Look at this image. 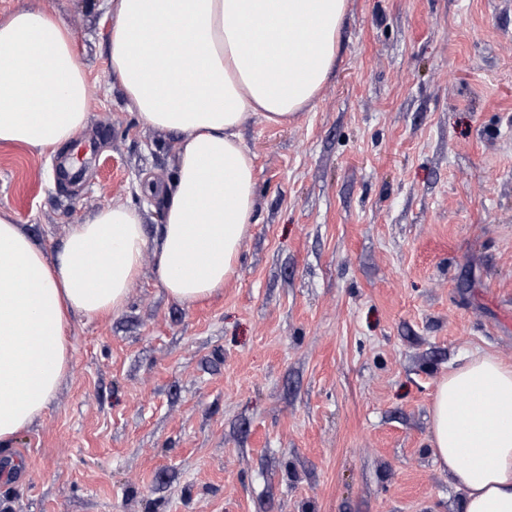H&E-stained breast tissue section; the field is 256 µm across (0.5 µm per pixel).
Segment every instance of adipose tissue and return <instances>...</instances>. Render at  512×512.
<instances>
[{
  "instance_id": "ef3b65f1",
  "label": "adipose tissue",
  "mask_w": 512,
  "mask_h": 512,
  "mask_svg": "<svg viewBox=\"0 0 512 512\" xmlns=\"http://www.w3.org/2000/svg\"><path fill=\"white\" fill-rule=\"evenodd\" d=\"M109 72L139 120L179 136L164 223L115 202L47 258L0 211V450L47 411L71 354V316L120 312L146 251L181 302L221 291L253 223L256 173L242 130L311 108L336 63L347 0H108ZM89 84L54 12L0 21V144L57 152L86 127ZM429 444L459 512H512V363L467 355L432 404Z\"/></svg>"
}]
</instances>
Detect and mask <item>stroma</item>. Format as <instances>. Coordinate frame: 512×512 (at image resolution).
Instances as JSON below:
<instances>
[{
  "label": "stroma",
  "mask_w": 512,
  "mask_h": 512,
  "mask_svg": "<svg viewBox=\"0 0 512 512\" xmlns=\"http://www.w3.org/2000/svg\"><path fill=\"white\" fill-rule=\"evenodd\" d=\"M54 11L91 94L64 150L0 145V210L47 253L119 200L163 222L176 135L127 110L103 0ZM254 224L219 294L145 254L124 309L73 316L0 512H452L429 448L463 352L512 361V0H349L315 106L255 119Z\"/></svg>",
  "instance_id": "obj_1"
}]
</instances>
